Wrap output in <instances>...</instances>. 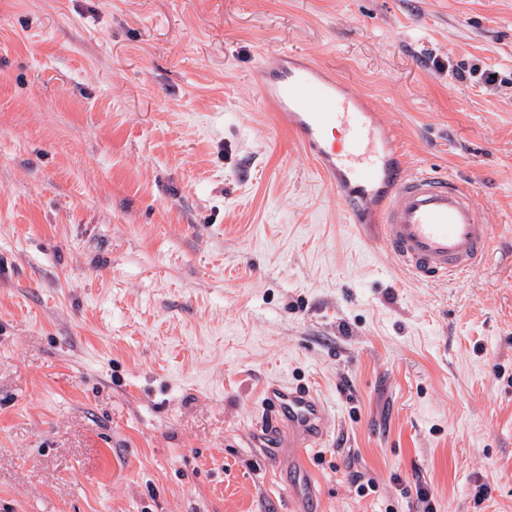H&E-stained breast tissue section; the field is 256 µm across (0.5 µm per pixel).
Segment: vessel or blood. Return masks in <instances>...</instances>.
Wrapping results in <instances>:
<instances>
[{"instance_id": "obj_1", "label": "vessel or blood", "mask_w": 512, "mask_h": 512, "mask_svg": "<svg viewBox=\"0 0 512 512\" xmlns=\"http://www.w3.org/2000/svg\"><path fill=\"white\" fill-rule=\"evenodd\" d=\"M278 58L277 72L259 92L283 112L317 170L336 185L348 223H359L362 205L389 170L387 135L361 98L320 65L294 64L284 51ZM381 229L392 259L423 285H453L474 275L493 232L471 189L433 172L393 182ZM261 426L267 436L287 440L300 462L330 441L323 399L303 385L271 382L261 401Z\"/></svg>"}]
</instances>
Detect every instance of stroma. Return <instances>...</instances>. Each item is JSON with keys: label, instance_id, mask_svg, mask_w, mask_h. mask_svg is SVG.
Segmentation results:
<instances>
[{"label": "stroma", "instance_id": "stroma-1", "mask_svg": "<svg viewBox=\"0 0 512 512\" xmlns=\"http://www.w3.org/2000/svg\"><path fill=\"white\" fill-rule=\"evenodd\" d=\"M281 50L471 186V279L402 272L383 198L345 223ZM275 380L325 403L301 465ZM294 507L512 512V0H0V512ZM260 417L266 435L287 440L293 457L301 463L316 448L329 444L323 399L307 386L271 382L261 401Z\"/></svg>", "mask_w": 512, "mask_h": 512}]
</instances>
